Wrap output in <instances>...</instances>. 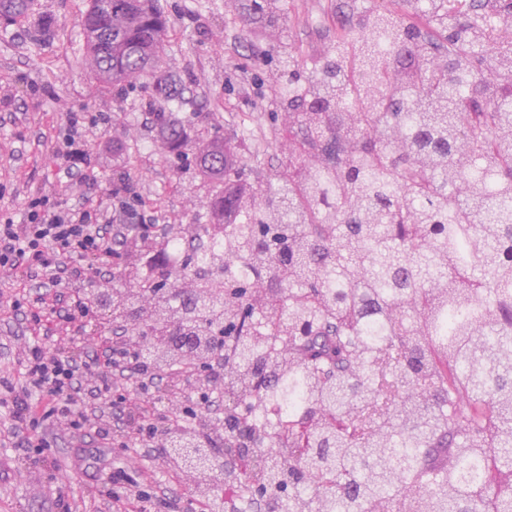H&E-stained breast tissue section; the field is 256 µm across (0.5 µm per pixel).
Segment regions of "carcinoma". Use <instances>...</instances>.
I'll return each mask as SVG.
<instances>
[{
  "label": "carcinoma",
  "instance_id": "carcinoma-1",
  "mask_svg": "<svg viewBox=\"0 0 512 512\" xmlns=\"http://www.w3.org/2000/svg\"><path fill=\"white\" fill-rule=\"evenodd\" d=\"M479 6V23L461 0H430L423 23L370 9L306 77L288 65L279 104L298 138L263 193L229 186L239 149L224 135L198 143L223 212L247 219L215 231L252 274L223 267L232 290L184 300L198 331L220 311L234 340L224 451L168 432V459L177 442L209 457L194 493L256 430L234 469L285 494L288 512H512V0ZM32 10L0 0V23L48 39L57 20ZM81 25L101 89L145 78L181 100L159 0H87ZM158 121L182 151L175 109ZM165 318L136 320L149 358L163 359ZM278 385L297 410L267 431L251 410ZM263 445L276 457L257 472ZM434 448L452 452L425 470ZM306 480L314 493L296 495Z\"/></svg>",
  "mask_w": 512,
  "mask_h": 512
}]
</instances>
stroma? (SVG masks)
Returning <instances> with one entry per match:
<instances>
[{
  "mask_svg": "<svg viewBox=\"0 0 512 512\" xmlns=\"http://www.w3.org/2000/svg\"><path fill=\"white\" fill-rule=\"evenodd\" d=\"M160 2L169 21L164 67L185 88L178 115L190 138L220 127L240 148L242 180L262 189L274 185L292 148L288 115L277 100L287 56L314 67L335 46L337 32L375 5L416 18L410 0H279L284 24L276 30L254 13V0ZM86 5L36 0V15L60 23L57 36L44 43L0 27V98H8L10 114L0 121V220H21L26 199L38 190L69 204L70 187L53 149L74 117L96 159L90 193L104 208L112 206L110 177L128 172L134 204L149 223L187 229L210 223L222 188L201 174L194 147L179 155L163 149L152 114L166 101L140 90L118 100L98 91L84 55L80 18ZM68 474L0 447V512H51L60 490L77 512H107V473L78 481Z\"/></svg>",
  "mask_w": 512,
  "mask_h": 512,
  "instance_id": "stroma-1",
  "label": "stroma"
}]
</instances>
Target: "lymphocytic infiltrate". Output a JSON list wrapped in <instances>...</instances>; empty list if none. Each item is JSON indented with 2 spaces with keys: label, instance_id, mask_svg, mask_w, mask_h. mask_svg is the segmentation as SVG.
Segmentation results:
<instances>
[{
  "label": "lymphocytic infiltrate",
  "instance_id": "obj_1",
  "mask_svg": "<svg viewBox=\"0 0 512 512\" xmlns=\"http://www.w3.org/2000/svg\"><path fill=\"white\" fill-rule=\"evenodd\" d=\"M55 156L65 177L82 188L94 184L77 121H69ZM157 234V225L133 222L127 208L102 211L84 191L67 206L45 194L31 196L23 223L8 219L0 224V314L25 317L35 330L14 350L17 374L0 376V408L7 416L0 426L1 445L42 455L49 446L45 431L63 424L77 436L93 431L104 448L123 444L129 436L140 447L151 448L164 426L223 419L221 384L193 397L185 390L201 366L216 378L222 374L225 346L215 347L204 363L193 342L178 344L180 361L163 372L138 356L128 325L117 322L92 361L71 354V325L84 323L93 313L86 289L111 282L116 260ZM86 257L94 260V271L83 266ZM22 276L39 282L41 291L18 296ZM161 384L169 394L168 405L155 416L147 403ZM129 468L125 461L112 465L111 512H185L181 499L139 483Z\"/></svg>",
  "mask_w": 512,
  "mask_h": 512
}]
</instances>
